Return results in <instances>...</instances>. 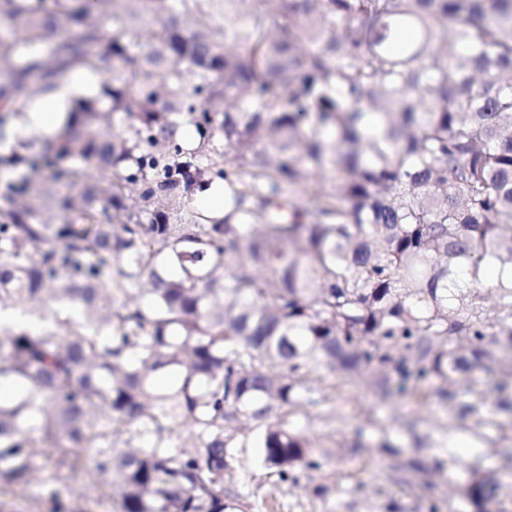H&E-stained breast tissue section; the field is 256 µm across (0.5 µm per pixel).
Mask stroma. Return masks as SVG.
Segmentation results:
<instances>
[{"mask_svg": "<svg viewBox=\"0 0 512 512\" xmlns=\"http://www.w3.org/2000/svg\"><path fill=\"white\" fill-rule=\"evenodd\" d=\"M418 389L429 393L427 404L415 405L407 397L381 400L369 389L364 374L346 381L331 377L321 384L316 404L301 411L295 425L325 448L352 440L356 429L361 428L368 444L386 439L411 455L431 457L451 449L455 464L434 476L431 486L394 485L383 463H371L360 456L347 460L332 479V492L318 498L311 492L318 482L316 473L301 468L296 484L280 483L260 465L258 450L250 444L240 454L247 476L246 493L262 512H376L380 504L390 500L402 512H471L464 495L471 470L494 468L498 449L512 446V441L494 430L484 440L476 428L459 427L454 408L434 398L433 383L419 384ZM56 459L55 449H44L41 472L27 484L0 490V512H52L54 504L48 490L53 486L58 487L66 512H121L115 477L98 473L88 462L79 473L65 475L56 483L51 479ZM359 481L365 483V491L347 494V487Z\"/></svg>", "mask_w": 512, "mask_h": 512, "instance_id": "35a3bbf8", "label": "stroma"}]
</instances>
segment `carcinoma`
I'll return each instance as SVG.
<instances>
[{"label": "carcinoma", "mask_w": 512, "mask_h": 512, "mask_svg": "<svg viewBox=\"0 0 512 512\" xmlns=\"http://www.w3.org/2000/svg\"><path fill=\"white\" fill-rule=\"evenodd\" d=\"M0 18L1 100L104 76L50 149L0 156V311L43 323L0 330L18 388L1 489L43 468L42 445L71 474L93 452L121 512H253L252 433L280 483L366 451L360 430L327 450L290 426L315 383L362 370L385 401L423 405L410 382L432 380L461 420L512 430V0H0ZM310 168L334 178L288 201ZM215 181L224 211L193 208ZM489 263L508 280L484 287ZM482 373L507 419L480 413ZM375 451L403 485L454 464ZM503 490L475 471L465 496L497 512Z\"/></svg>", "instance_id": "1"}]
</instances>
